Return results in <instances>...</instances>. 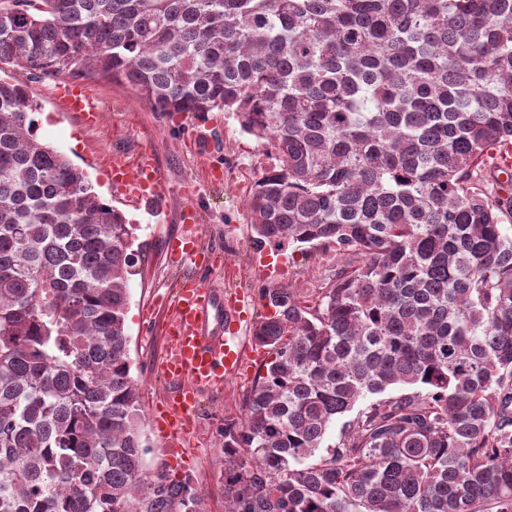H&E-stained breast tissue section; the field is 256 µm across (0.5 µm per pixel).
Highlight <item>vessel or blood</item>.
Wrapping results in <instances>:
<instances>
[{"label": "vessel or blood", "instance_id": "vessel-or-blood-1", "mask_svg": "<svg viewBox=\"0 0 512 512\" xmlns=\"http://www.w3.org/2000/svg\"><path fill=\"white\" fill-rule=\"evenodd\" d=\"M57 95L68 111L82 113L89 124H99L101 109L82 87L61 86ZM96 159L110 168L115 183L128 186L141 199L155 193L162 179L161 170L147 159L131 162L104 151L98 152ZM184 220L190 223V230L167 240L171 263L186 270L215 265V257L201 246L193 230L198 221L196 212L187 211ZM169 306L172 314L165 329L169 348L158 370L177 381L178 388L165 401L159 436L167 446L179 448L195 429L200 396L223 385L241 367L246 349L239 331L245 303L239 298L224 300L186 273L177 283Z\"/></svg>", "mask_w": 512, "mask_h": 512}]
</instances>
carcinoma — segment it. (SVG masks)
I'll list each match as a JSON object with an SVG mask.
<instances>
[{"label": "carcinoma", "instance_id": "1", "mask_svg": "<svg viewBox=\"0 0 512 512\" xmlns=\"http://www.w3.org/2000/svg\"><path fill=\"white\" fill-rule=\"evenodd\" d=\"M2 64L237 113L277 155L259 242L343 259L312 305L261 290L227 512H512V0H0ZM39 109L0 80V512H206L143 466L136 227Z\"/></svg>", "mask_w": 512, "mask_h": 512}]
</instances>
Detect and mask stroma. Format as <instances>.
<instances>
[{
  "instance_id": "35a3bbf8",
  "label": "stroma",
  "mask_w": 512,
  "mask_h": 512,
  "mask_svg": "<svg viewBox=\"0 0 512 512\" xmlns=\"http://www.w3.org/2000/svg\"><path fill=\"white\" fill-rule=\"evenodd\" d=\"M4 77L26 83L39 103V139L82 169L95 191L136 226L142 255L129 281L125 326L143 411L159 404L171 389L155 366L167 346L161 326L169 312L162 298L181 271L170 263L164 242L183 231L180 218L186 207H194L198 213L196 233L201 244L223 258L218 268L196 270L197 279L223 295L238 294L249 301V320L241 328L244 338H251L253 322L268 313L260 298L262 289L289 286L302 300L316 301L339 258L332 251L275 249L258 242L247 203L272 159L266 144L243 132L235 113L215 111L203 119L192 115L171 118L152 111L150 103L128 84L90 77L80 85L102 110L100 123L90 126L77 113L67 111L55 94L58 84L70 82V74L37 79L9 67ZM99 150L147 157L163 169L159 211L145 210L127 198L106 169L94 163ZM256 373V367H248L225 380L223 388L203 394L196 429L185 444L183 466L171 472L172 477L194 480L208 512H225L224 462L219 453L224 424L241 418Z\"/></svg>"
}]
</instances>
